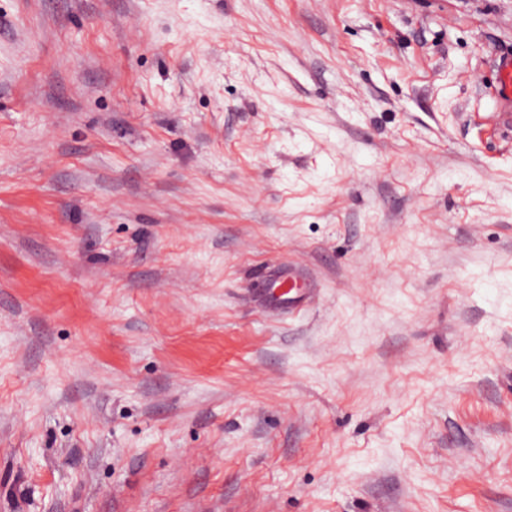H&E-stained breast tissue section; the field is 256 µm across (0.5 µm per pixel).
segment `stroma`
I'll return each mask as SVG.
<instances>
[{
	"mask_svg": "<svg viewBox=\"0 0 512 512\" xmlns=\"http://www.w3.org/2000/svg\"><path fill=\"white\" fill-rule=\"evenodd\" d=\"M509 55L512 0H0V512H512ZM295 286L287 280L275 279L268 290L270 303L275 308L298 307L302 301L301 296L295 291Z\"/></svg>",
	"mask_w": 512,
	"mask_h": 512,
	"instance_id": "1",
	"label": "stroma"
}]
</instances>
